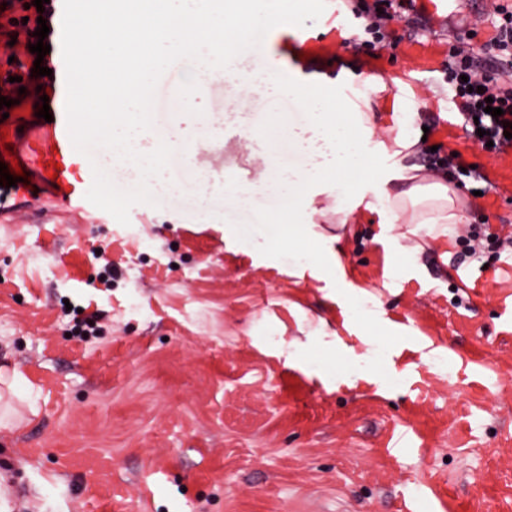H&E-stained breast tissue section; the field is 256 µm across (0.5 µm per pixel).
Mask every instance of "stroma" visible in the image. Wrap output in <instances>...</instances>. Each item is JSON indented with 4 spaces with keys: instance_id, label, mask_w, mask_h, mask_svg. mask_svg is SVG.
Segmentation results:
<instances>
[{
    "instance_id": "35a3bbf8",
    "label": "stroma",
    "mask_w": 512,
    "mask_h": 512,
    "mask_svg": "<svg viewBox=\"0 0 512 512\" xmlns=\"http://www.w3.org/2000/svg\"><path fill=\"white\" fill-rule=\"evenodd\" d=\"M502 5L417 0L420 17L387 20L370 55L350 41L348 0H326L317 21L273 28L230 64L272 58L347 97L380 78L379 127L404 114L426 133L407 156L371 151L365 181L305 188L337 279L301 268L304 242L270 236L289 175L312 166L305 113L263 82L240 102L227 80L186 114L182 61L159 81L169 105L147 140L174 149L172 189L153 190L164 203L134 205L126 226L101 209L66 222L59 201L0 223V370L32 390L0 396L11 512H512V253L462 257L473 226L512 235V148L468 138L448 83L455 44L512 87V61L484 52ZM273 123L262 178L250 156ZM434 146L476 170L448 176L461 224L413 230L361 208L343 225L326 211L399 191L391 170Z\"/></svg>"
}]
</instances>
